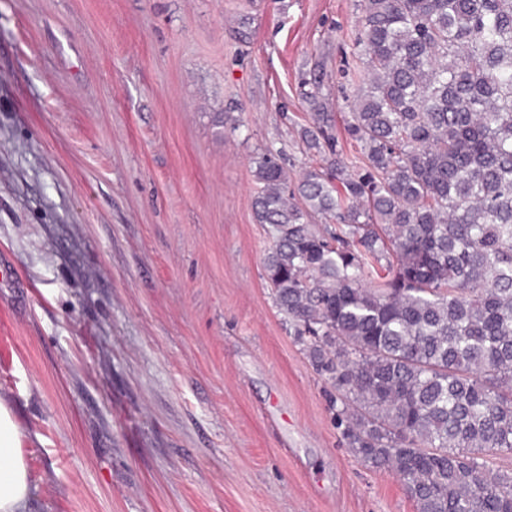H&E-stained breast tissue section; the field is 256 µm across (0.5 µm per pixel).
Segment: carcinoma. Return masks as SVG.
<instances>
[{"label":"carcinoma","mask_w":512,"mask_h":512,"mask_svg":"<svg viewBox=\"0 0 512 512\" xmlns=\"http://www.w3.org/2000/svg\"><path fill=\"white\" fill-rule=\"evenodd\" d=\"M355 48L361 157L311 94L300 138L328 167L255 161L274 304L348 446L417 512H512V471L487 464L512 455V0H362Z\"/></svg>","instance_id":"cac0c4a2"}]
</instances>
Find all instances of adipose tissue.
Masks as SVG:
<instances>
[{
    "mask_svg": "<svg viewBox=\"0 0 512 512\" xmlns=\"http://www.w3.org/2000/svg\"><path fill=\"white\" fill-rule=\"evenodd\" d=\"M22 438L11 409L0 399V512H26L28 508L32 486Z\"/></svg>",
    "mask_w": 512,
    "mask_h": 512,
    "instance_id": "adipose-tissue-1",
    "label": "adipose tissue"
}]
</instances>
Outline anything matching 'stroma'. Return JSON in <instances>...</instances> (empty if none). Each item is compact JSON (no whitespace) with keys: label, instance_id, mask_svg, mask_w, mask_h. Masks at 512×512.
<instances>
[{"label":"stroma","instance_id":"1","mask_svg":"<svg viewBox=\"0 0 512 512\" xmlns=\"http://www.w3.org/2000/svg\"><path fill=\"white\" fill-rule=\"evenodd\" d=\"M361 0H0V397L28 512H416L268 288L255 160L324 165Z\"/></svg>","mask_w":512,"mask_h":512}]
</instances>
